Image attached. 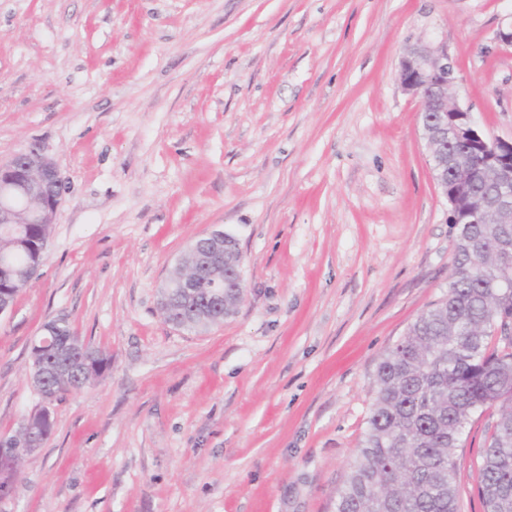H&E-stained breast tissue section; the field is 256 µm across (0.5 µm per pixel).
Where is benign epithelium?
<instances>
[{
    "label": "benign epithelium",
    "instance_id": "1",
    "mask_svg": "<svg viewBox=\"0 0 512 512\" xmlns=\"http://www.w3.org/2000/svg\"><path fill=\"white\" fill-rule=\"evenodd\" d=\"M398 79L401 87L418 98L420 112L430 114L422 127L430 156L443 150L452 139L457 150L448 152L442 166L451 170L454 180L469 183L476 158L482 172L491 175L497 185L490 200L478 204L477 215L485 224L512 223V139H491L475 124L472 112L462 107L452 94L457 80V64L441 46L419 45L401 61ZM65 183L58 165L43 148L32 144L0 162V224H53L65 189L49 194L47 188ZM39 201L38 209L24 214L15 206V196ZM241 253L236 239L224 237V254H215L214 263L224 264V273L243 279L242 270L231 263Z\"/></svg>",
    "mask_w": 512,
    "mask_h": 512
}]
</instances>
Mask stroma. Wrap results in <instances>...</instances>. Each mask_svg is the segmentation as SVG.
I'll return each mask as SVG.
<instances>
[{
    "mask_svg": "<svg viewBox=\"0 0 512 512\" xmlns=\"http://www.w3.org/2000/svg\"><path fill=\"white\" fill-rule=\"evenodd\" d=\"M512 0H0V162L40 144L66 181L47 260L0 317V437L42 401L29 347L66 317L112 357L51 406L0 512H335L388 347L448 291L457 228L407 48L512 137ZM220 229L245 295L202 334L158 289ZM498 407L457 451L483 512Z\"/></svg>",
    "mask_w": 512,
    "mask_h": 512,
    "instance_id": "stroma-1",
    "label": "stroma"
}]
</instances>
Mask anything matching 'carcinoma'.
<instances>
[{
    "label": "carcinoma",
    "mask_w": 512,
    "mask_h": 512,
    "mask_svg": "<svg viewBox=\"0 0 512 512\" xmlns=\"http://www.w3.org/2000/svg\"><path fill=\"white\" fill-rule=\"evenodd\" d=\"M49 224L0 229V289L18 294L47 258ZM203 235L176 261L158 290L166 323L195 333L222 324L218 289L206 282L178 288L196 268ZM512 224H459L448 293L385 350L377 364L374 403L361 446L350 462L335 512H460L456 451L479 411L498 405L478 464L477 493L484 512H512V340L498 327L512 322V288H494L502 271L512 273ZM35 389L52 402L103 378L111 358L77 336L67 319L33 341ZM42 409L24 418L0 448L29 436L48 439L52 423Z\"/></svg>",
    "instance_id": "1"
}]
</instances>
